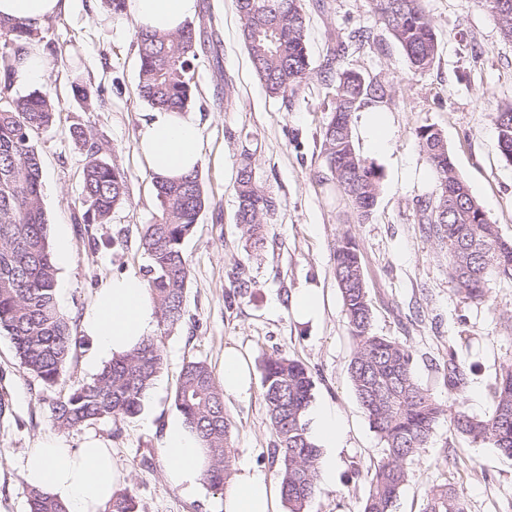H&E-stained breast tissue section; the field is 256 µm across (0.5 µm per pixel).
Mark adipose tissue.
<instances>
[{"mask_svg":"<svg viewBox=\"0 0 512 512\" xmlns=\"http://www.w3.org/2000/svg\"><path fill=\"white\" fill-rule=\"evenodd\" d=\"M69 0H0V19H21L39 28L66 13ZM198 11L197 0H130L135 29L160 34L180 30ZM137 146L151 175L176 178L197 169L203 156L200 131L188 112H152L138 133ZM156 309L144 280L136 276L112 279L99 289L83 328L95 342L94 360L112 358L134 349L152 335ZM312 440L327 453L320 460V476L332 480L336 448L343 428L326 407L311 414ZM172 482L194 493L201 480L203 451L183 420H171L162 448ZM26 483L62 503L67 512H100L122 485L125 473L111 449L90 441L70 447L63 439L29 449L23 463ZM224 512H275L272 485L248 472L236 474L224 497Z\"/></svg>","mask_w":512,"mask_h":512,"instance_id":"obj_1","label":"adipose tissue"}]
</instances>
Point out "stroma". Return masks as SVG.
I'll return each instance as SVG.
<instances>
[{"mask_svg":"<svg viewBox=\"0 0 512 512\" xmlns=\"http://www.w3.org/2000/svg\"><path fill=\"white\" fill-rule=\"evenodd\" d=\"M302 4L312 74L286 104L259 81L234 0H198L192 23L201 32V47L188 110L203 138L199 173L208 204L183 243L190 267L185 315L161 337L165 367L140 414L70 431L55 426L52 405L70 386L96 374L88 364L94 340L86 336L83 318L112 278H147L142 230L157 218L159 203L137 149L150 107L137 90L133 29L108 27L112 13L103 0H72L67 14L43 30L64 59L17 92L48 89L57 101L53 126L35 142L43 160L50 244L68 250L67 262L57 266L58 305L84 345L66 375L47 387L20 368L9 338L0 335V393L11 404L9 418L0 420V512H29L24 453L55 437L75 448L88 440L111 448L127 472L124 486L137 512H222L223 492L203 484L187 496L168 481L162 442L168 422L179 416L174 391L183 364L204 361L223 380L229 347L239 351L251 375L247 395L224 397L234 468L279 482L260 362L288 354L313 374V406L335 408L346 430L335 479L319 482L304 512H363L366 474L383 444L350 381L353 343L333 274V249L346 233L359 245L373 332L411 348L419 383L443 406L476 416L491 413L490 385L512 364V281L489 278L479 300L457 293L447 251L418 222L417 203L431 195L436 179L416 132L423 125L441 131L456 172L501 237L511 241L512 163L498 150L493 116L512 103V42L503 39L480 0H424L440 51L429 69L417 71L379 24L371 0ZM360 29L371 31V43L352 42ZM340 40L349 45L341 68L381 80L389 90L379 104L390 132L386 147L371 148L362 113L352 119L359 152L380 182L375 209L363 223L336 201L322 155L336 85L324 65ZM76 82L98 91L92 106L74 97ZM76 127L107 146V161L126 178L128 198L110 223L80 221L87 208L81 188L85 154L71 134ZM246 152L256 178L279 201L264 223L259 249L236 222V181ZM306 292L321 297L322 309L304 321L293 301ZM452 353L462 378L456 391L445 376ZM441 483L457 493L466 512H512V459L455 433L445 417L409 466L394 512H421L428 490Z\"/></svg>","mask_w":512,"mask_h":512,"instance_id":"1","label":"stroma"}]
</instances>
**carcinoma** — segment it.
Returning a JSON list of instances; mask_svg holds the SVG:
<instances>
[{"instance_id":"cac0c4a2","label":"carcinoma","mask_w":512,"mask_h":512,"mask_svg":"<svg viewBox=\"0 0 512 512\" xmlns=\"http://www.w3.org/2000/svg\"><path fill=\"white\" fill-rule=\"evenodd\" d=\"M501 34L512 41V0H483ZM242 36L252 65L272 97L295 95L311 74L305 40L306 16L300 0H236ZM379 22L400 46L412 68L431 67L438 36L423 0H374ZM42 40L40 31L15 20H0V334L9 336L19 366L46 386L56 385L76 355L79 341L73 324L60 312L57 269L47 234L43 204V164L34 142L55 119L56 106L47 91L14 93L16 62L26 45ZM201 36L191 24L172 34L136 33L138 94L154 109L184 111L194 97V63ZM335 104L323 134L322 149L332 189L364 222L379 194V178L361 157L352 133V114L365 103L388 96L382 82L363 74L336 72ZM498 146H512V104L495 113ZM73 135L85 150L82 191L88 209L85 224H107L127 193L124 174L104 157L106 149L83 130ZM418 138L437 175L435 194L421 201L419 223L442 249L458 251L448 266L450 279L467 299L484 295L487 276L512 279V242L496 225L457 174L443 140L433 126H421ZM161 213L143 227L142 242L150 260L148 288L159 323L168 330L184 317L190 270L183 250L208 204L199 171L178 179L154 178ZM237 223L263 243V220L278 202L252 174L240 169L236 185ZM334 277L354 350L350 379L371 426L385 446L384 455L367 471L363 512H392L410 464L444 414L418 382L411 350L373 332L372 306L359 248L349 234L336 242ZM164 366L160 339L148 336L132 351L115 357L92 380L71 387L55 402V426L68 431L94 422L137 416ZM264 401L280 456L279 487L289 512H304L315 495L321 448L311 439L305 416L312 401L313 377L301 361L285 354L261 362ZM494 408L476 417L459 409L451 416L454 430L488 444L512 458V365L496 377ZM174 404L198 436L204 450L203 482L221 490L232 466L231 421L224 410L223 389L203 361L184 364ZM29 512H66L57 500L29 491ZM102 512H136L131 491L112 497ZM424 512H465L448 485L432 487Z\"/></svg>"}]
</instances>
